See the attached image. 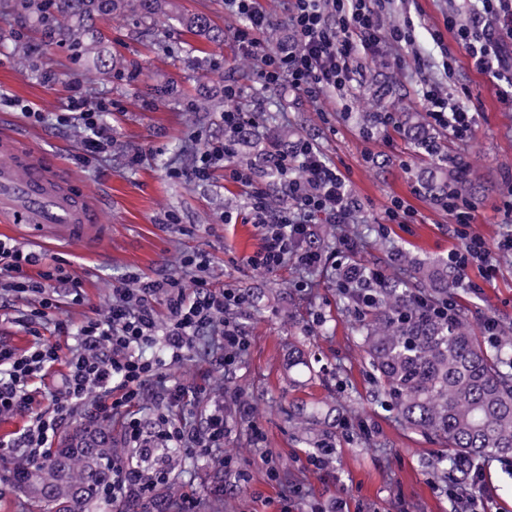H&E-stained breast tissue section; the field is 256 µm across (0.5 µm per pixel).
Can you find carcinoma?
I'll list each match as a JSON object with an SVG mask.
<instances>
[{
  "label": "carcinoma",
  "mask_w": 512,
  "mask_h": 512,
  "mask_svg": "<svg viewBox=\"0 0 512 512\" xmlns=\"http://www.w3.org/2000/svg\"><path fill=\"white\" fill-rule=\"evenodd\" d=\"M1 5L18 22L40 26L49 43L64 44L89 60L98 80L138 83L137 67L112 56L101 33L94 32L96 18L124 12L126 0H0ZM167 6L166 0H136L145 23L165 14ZM182 23L212 43L224 41V30L205 14ZM404 135L433 160L423 179L425 194L440 202L450 192L469 195L471 165L463 157L443 164L438 137L423 116L406 113ZM455 286L451 271L408 263L397 279L378 289L377 301L361 311L354 330L386 405L408 428L444 443L433 465L460 483L479 460L512 459V336L490 350L464 314L447 322L413 300L425 289L440 301ZM118 456L112 426L88 423L65 434L47 458L25 460L13 469V479L32 512H178V504L156 489L113 508L105 489L112 486Z\"/></svg>",
  "instance_id": "cac0c4a2"
}]
</instances>
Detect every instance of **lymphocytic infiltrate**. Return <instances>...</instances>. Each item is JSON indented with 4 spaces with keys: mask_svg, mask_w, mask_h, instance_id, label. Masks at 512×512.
I'll list each match as a JSON object with an SVG mask.
<instances>
[{
    "mask_svg": "<svg viewBox=\"0 0 512 512\" xmlns=\"http://www.w3.org/2000/svg\"><path fill=\"white\" fill-rule=\"evenodd\" d=\"M379 2L287 0L286 23L294 42L276 52L261 48L271 21L257 0H225V5L244 21L235 38L246 54L257 59L262 89L285 84L312 99L332 94L337 106L345 109L357 97L359 57L376 56L382 47L410 39L409 28L385 25ZM479 3L470 23H460L458 15H449L447 32L465 48L477 70L503 81L499 102L512 111V0ZM244 96L241 87L225 85L224 136L204 140L186 178L207 181L212 167L225 162L234 182L251 187L248 214L261 234L259 249L246 259L252 269L271 273L290 262L309 271L329 263L345 266L356 252L351 240H343L341 248L328 255L312 244L316 225L348 223L358 209L345 179L311 140L298 139L290 150L274 156L287 203L271 211L266 190L254 185L253 169L233 163L239 149L238 132L256 123L240 106ZM422 98L433 125L449 130L461 144L473 137L476 120L468 107L440 97L431 87L423 90ZM68 109L75 112L86 132L79 162L87 165L107 155L112 138L103 123L105 103L93 106L75 97ZM443 208L461 242L460 248L448 255L449 263L458 270L487 261L491 250L512 252V229L492 246L470 231L473 205L452 195ZM211 265L209 254L197 251L181 255L180 270L174 274L151 278L126 272L112 288L105 315L86 317L77 326L65 319L53 320L59 335L75 339L68 356H61L59 344L41 337L21 353L0 341V416L22 414L28 418L13 447L27 449L33 457L44 455L74 408L95 399V417L121 418L124 443L139 458L135 464L113 463L111 494L116 502L167 480L169 472L163 461L169 449L205 457L223 447L230 432L223 411L213 409L202 427L188 426L179 410L198 397L200 387L181 381L167 384L162 376L163 370L184 360L199 336H219L221 361L228 368L238 363L248 347L245 330L233 313L245 308L249 298L231 284L214 289ZM58 283L68 285L74 303L82 302L80 278L62 263L50 262L42 250L0 240V291L21 300L18 320L26 328L51 320V313L59 307L53 292ZM158 344L164 349L163 356L150 355V348ZM60 363L66 366L61 388L43 389L45 378ZM149 398L154 401V417L147 426L138 410Z\"/></svg>",
    "mask_w": 512,
    "mask_h": 512,
    "instance_id": "f902f5d3",
    "label": "lymphocytic infiltrate"
}]
</instances>
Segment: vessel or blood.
I'll use <instances>...</instances> for the list:
<instances>
[{
	"mask_svg": "<svg viewBox=\"0 0 512 512\" xmlns=\"http://www.w3.org/2000/svg\"><path fill=\"white\" fill-rule=\"evenodd\" d=\"M104 212L101 197L76 186L61 165L0 133V215L25 226L33 239L78 243L96 253L112 237Z\"/></svg>",
	"mask_w": 512,
	"mask_h": 512,
	"instance_id": "1",
	"label": "vessel or blood"
}]
</instances>
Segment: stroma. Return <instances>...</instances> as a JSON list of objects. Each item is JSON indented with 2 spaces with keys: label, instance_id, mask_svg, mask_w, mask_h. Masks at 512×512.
<instances>
[{
  "label": "stroma",
  "instance_id": "1",
  "mask_svg": "<svg viewBox=\"0 0 512 512\" xmlns=\"http://www.w3.org/2000/svg\"><path fill=\"white\" fill-rule=\"evenodd\" d=\"M175 7L183 14L208 15L223 28V44L174 24L164 27V42L158 45L133 14L97 20L113 55L139 64L142 81L135 87L98 83L70 51L43 45L36 27L0 18V115L12 116L46 160L64 162L69 174L99 191L112 225L101 255L78 247L55 250V257L69 263L83 281L82 303L61 306L57 317L81 323L107 306L113 284L128 270L154 277L177 271L182 253L207 251L214 285L232 282L253 296L252 305L238 314L249 345L238 364L225 370L215 339H202L166 375L202 386L199 398L181 411L193 426L202 425L212 408L223 409L231 428L224 450L236 456L248 481L239 484L228 475L216 484L214 456L179 452L172 457L164 492L176 500L190 496L199 501L219 494L224 512H281L295 486L302 489L299 512H333L340 497L349 512H450L449 481L432 466L441 444L407 429L395 413L376 403L377 386L354 338L356 315L340 299L336 270L306 274L289 265L256 273L243 259L258 250V229L222 220L224 212H246L249 188L225 178L220 166L205 182L171 177V170L190 167L177 149L193 143L195 132L224 135L220 113L192 112L190 103L203 96L223 100L228 84L258 91L257 63L239 48V21L224 0H175ZM453 10L469 21L465 0H387L389 21H413V42L365 61L359 100L367 102L378 93L388 111L420 112L421 89L434 83L474 112L477 129L468 143L457 144L446 134L441 140L449 155L470 161L476 186L469 198L475 207L471 231L493 242L505 229L503 203L512 198V112L499 103L496 82L478 72L465 49L445 33ZM437 30L445 34L439 43L431 38ZM24 36L34 55L26 67L11 51L15 39ZM449 56L455 65L447 74L442 62ZM162 78L171 80L172 90L165 100L152 99L149 89ZM261 94L262 123L242 146L238 164L262 165L266 153L311 139L345 177L360 205L361 225H317V241L334 249L340 240L351 239L357 244L358 266L377 267L389 276L398 271L393 251L442 261L458 247L442 204L430 201L420 187L424 156L393 126L380 127L369 141L357 112L337 110L332 98L315 101L284 86ZM74 97L108 103L104 119L114 140L112 152L86 166L77 160L82 127L65 117ZM14 99L42 113V120L11 107ZM136 153L143 156L141 164L128 166ZM395 198L416 210L415 223H387L386 210ZM169 210L179 213L180 226L160 224ZM489 261L496 268L493 277L473 265L454 290L459 311L477 333L487 317L496 318L501 329L512 326V255L494 251ZM342 405L350 410V426L338 438L329 463L314 468L308 461L312 449L289 426L288 414L320 408L319 425L329 431ZM257 428L263 434L258 445L253 442ZM273 465L279 472L275 479L269 475ZM480 468L485 484L477 494L479 512H507L512 471L500 459L482 462Z\"/></svg>",
  "mask_w": 512,
  "mask_h": 512
}]
</instances>
